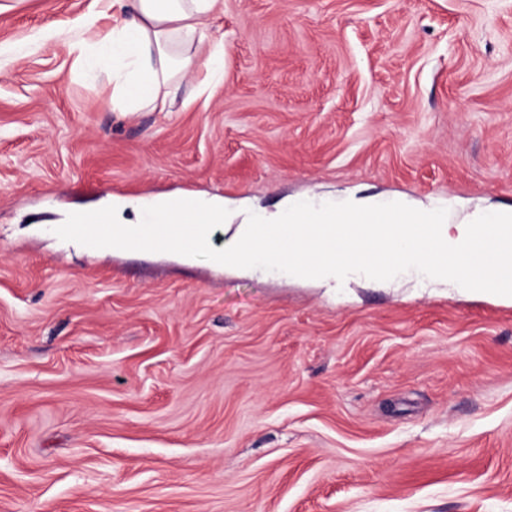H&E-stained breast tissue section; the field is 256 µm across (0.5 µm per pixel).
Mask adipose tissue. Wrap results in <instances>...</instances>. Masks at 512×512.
<instances>
[{
	"mask_svg": "<svg viewBox=\"0 0 512 512\" xmlns=\"http://www.w3.org/2000/svg\"><path fill=\"white\" fill-rule=\"evenodd\" d=\"M118 2L112 28L77 45L82 67L110 62L113 110L162 111L179 79L195 75L204 86L222 80L224 45L210 39L206 24L218 0Z\"/></svg>",
	"mask_w": 512,
	"mask_h": 512,
	"instance_id": "1",
	"label": "adipose tissue"
}]
</instances>
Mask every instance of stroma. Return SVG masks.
Masks as SVG:
<instances>
[{"mask_svg": "<svg viewBox=\"0 0 512 512\" xmlns=\"http://www.w3.org/2000/svg\"><path fill=\"white\" fill-rule=\"evenodd\" d=\"M104 0H0V512H512V305L54 233L109 195L512 207V0H220L116 112Z\"/></svg>", "mask_w": 512, "mask_h": 512, "instance_id": "35a3bbf8", "label": "stroma"}]
</instances>
